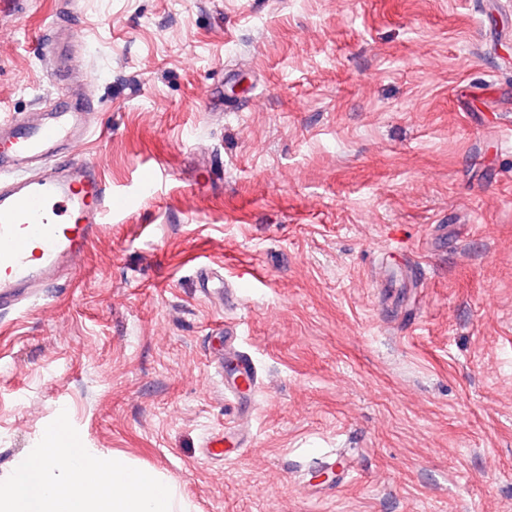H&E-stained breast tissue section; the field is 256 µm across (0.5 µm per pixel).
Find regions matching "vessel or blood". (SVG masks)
Segmentation results:
<instances>
[{"label": "vessel or blood", "mask_w": 512, "mask_h": 512, "mask_svg": "<svg viewBox=\"0 0 512 512\" xmlns=\"http://www.w3.org/2000/svg\"><path fill=\"white\" fill-rule=\"evenodd\" d=\"M91 119L89 109L60 102L51 115L0 122V168L7 170L0 175V310L18 308L48 285L74 278L106 214L130 206L94 164L59 157L64 146L88 139ZM238 335L237 324L225 322L224 357L234 361L236 373L225 378L224 394L239 413L256 395L260 377L253 358L237 350ZM251 443L232 425L204 446L228 457Z\"/></svg>", "instance_id": "obj_1"}]
</instances>
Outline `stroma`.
Wrapping results in <instances>:
<instances>
[{"label": "stroma", "instance_id": "35a3bbf8", "mask_svg": "<svg viewBox=\"0 0 512 512\" xmlns=\"http://www.w3.org/2000/svg\"><path fill=\"white\" fill-rule=\"evenodd\" d=\"M57 100L131 206L0 311V476L64 410L192 512H512V0H20L0 120ZM228 320L264 385L221 462Z\"/></svg>", "mask_w": 512, "mask_h": 512}]
</instances>
